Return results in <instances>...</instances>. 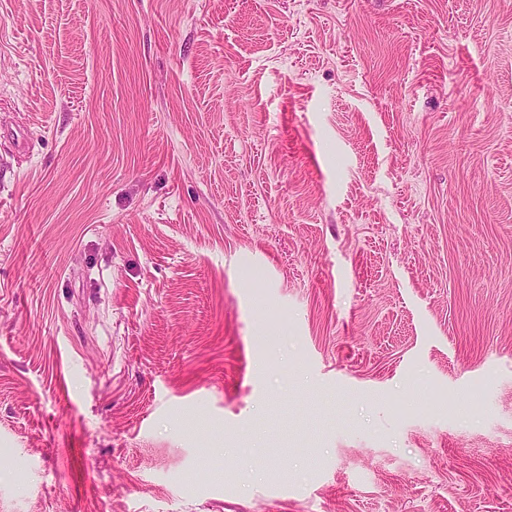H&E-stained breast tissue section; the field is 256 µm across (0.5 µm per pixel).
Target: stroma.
<instances>
[{"instance_id":"35a3bbf8","label":"stroma","mask_w":512,"mask_h":512,"mask_svg":"<svg viewBox=\"0 0 512 512\" xmlns=\"http://www.w3.org/2000/svg\"><path fill=\"white\" fill-rule=\"evenodd\" d=\"M0 512H512V0H0Z\"/></svg>"}]
</instances>
